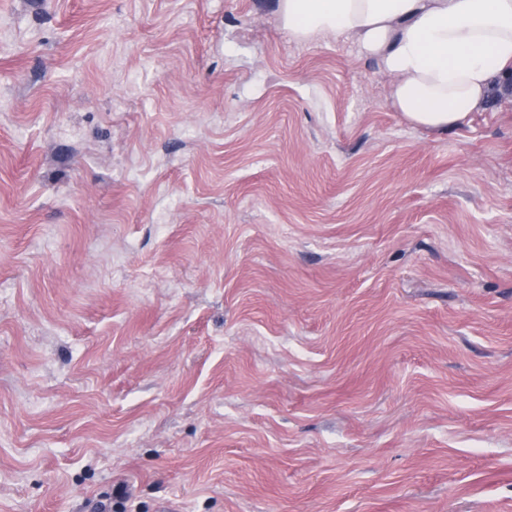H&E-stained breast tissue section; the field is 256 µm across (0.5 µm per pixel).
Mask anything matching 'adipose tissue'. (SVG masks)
<instances>
[{
	"mask_svg": "<svg viewBox=\"0 0 512 512\" xmlns=\"http://www.w3.org/2000/svg\"><path fill=\"white\" fill-rule=\"evenodd\" d=\"M278 12L295 42L352 40L420 128L461 126L512 77V0H279Z\"/></svg>",
	"mask_w": 512,
	"mask_h": 512,
	"instance_id": "1",
	"label": "adipose tissue"
}]
</instances>
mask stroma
Returning a JSON list of instances; mask_svg holds the SVG:
<instances>
[{
    "instance_id": "obj_1",
    "label": "stroma",
    "mask_w": 512,
    "mask_h": 512,
    "mask_svg": "<svg viewBox=\"0 0 512 512\" xmlns=\"http://www.w3.org/2000/svg\"><path fill=\"white\" fill-rule=\"evenodd\" d=\"M388 89L278 0H0V512H512V88Z\"/></svg>"
}]
</instances>
